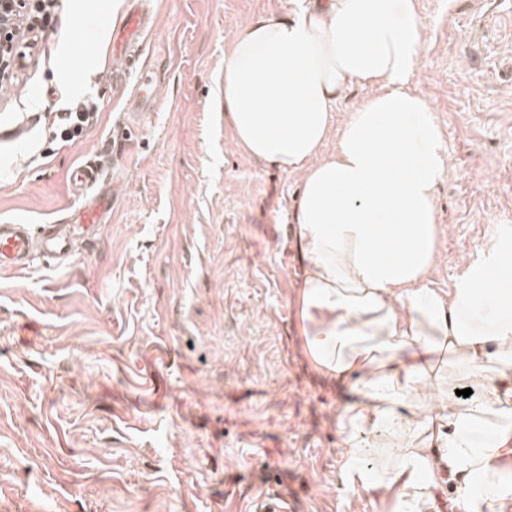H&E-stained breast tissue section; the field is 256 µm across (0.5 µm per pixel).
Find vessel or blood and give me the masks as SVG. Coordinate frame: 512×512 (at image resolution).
Returning a JSON list of instances; mask_svg holds the SVG:
<instances>
[{
  "label": "vessel or blood",
  "instance_id": "obj_1",
  "mask_svg": "<svg viewBox=\"0 0 512 512\" xmlns=\"http://www.w3.org/2000/svg\"><path fill=\"white\" fill-rule=\"evenodd\" d=\"M150 17L142 8V0H129L124 19L112 32V50L121 56L138 45L148 29ZM98 166H77L70 175L74 188L95 187L96 192L83 204L69 212L66 223L47 224L42 235L32 233L25 224H0V272L24 268L34 252L43 251L56 257H69L72 238L107 223L117 200L114 189L99 186Z\"/></svg>",
  "mask_w": 512,
  "mask_h": 512
}]
</instances>
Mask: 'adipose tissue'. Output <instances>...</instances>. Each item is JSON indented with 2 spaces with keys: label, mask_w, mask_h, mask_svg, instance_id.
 Returning <instances> with one entry per match:
<instances>
[{
  "label": "adipose tissue",
  "mask_w": 512,
  "mask_h": 512,
  "mask_svg": "<svg viewBox=\"0 0 512 512\" xmlns=\"http://www.w3.org/2000/svg\"><path fill=\"white\" fill-rule=\"evenodd\" d=\"M424 30L415 0H294L233 37L215 100L239 149L301 175V334L354 396L338 418L345 488L426 512L447 481L464 512H497L512 452V232L480 247L451 294L431 288L448 165L431 107L408 88ZM355 83L377 92L334 126ZM459 375L479 399L449 397ZM371 448L392 449L384 473L363 466Z\"/></svg>",
  "instance_id": "obj_1"
}]
</instances>
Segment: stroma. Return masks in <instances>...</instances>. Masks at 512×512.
<instances>
[{"label":"stroma","mask_w":512,"mask_h":512,"mask_svg":"<svg viewBox=\"0 0 512 512\" xmlns=\"http://www.w3.org/2000/svg\"><path fill=\"white\" fill-rule=\"evenodd\" d=\"M129 63L111 32L127 0H28L38 44L0 94V221L52 224L84 199L71 170L115 183L109 223L66 261L0 272V512H395L343 485L344 384L303 350L292 208L299 174L233 144L212 87L249 20L289 0H145ZM426 48L410 83L434 111L449 174L430 273L441 293L512 226V0H417ZM70 61L76 77L61 71ZM158 80L134 112L121 66ZM89 97L99 118L63 146L44 118ZM251 512H295L291 503L280 497H267L263 494L252 500L250 508Z\"/></svg>","instance_id":"stroma-1"}]
</instances>
